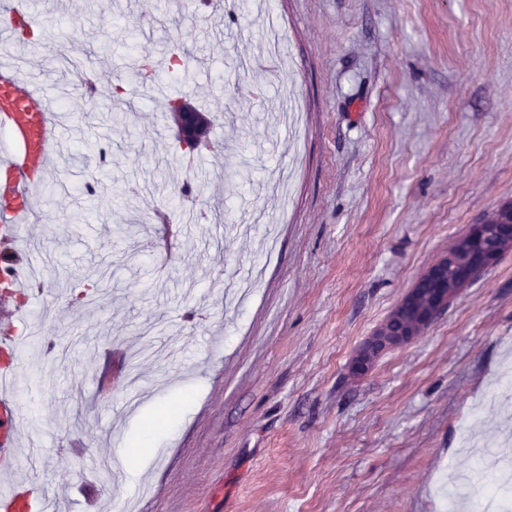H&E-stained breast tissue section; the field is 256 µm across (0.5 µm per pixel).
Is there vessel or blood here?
Returning a JSON list of instances; mask_svg holds the SVG:
<instances>
[{
	"mask_svg": "<svg viewBox=\"0 0 512 512\" xmlns=\"http://www.w3.org/2000/svg\"><path fill=\"white\" fill-rule=\"evenodd\" d=\"M56 95L35 90L22 75L0 65V131L10 149L0 157V240H23L32 215V190L48 174L49 158L58 142ZM31 259L0 263V283L19 295L16 303L0 304V319L25 325L24 334L0 336V512H49V502L36 482L22 477L25 459L20 429L27 415L23 388L26 347L37 339L29 328L40 292L26 271Z\"/></svg>",
	"mask_w": 512,
	"mask_h": 512,
	"instance_id": "1",
	"label": "vessel or blood"
}]
</instances>
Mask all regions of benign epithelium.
<instances>
[{"label":"benign epithelium","mask_w":512,"mask_h":512,"mask_svg":"<svg viewBox=\"0 0 512 512\" xmlns=\"http://www.w3.org/2000/svg\"><path fill=\"white\" fill-rule=\"evenodd\" d=\"M183 147L195 149L206 142L208 119L186 99L169 109ZM512 249V204L497 209L488 219L469 226L447 254L437 258L417 282H437L429 294L410 288L386 319L356 350L351 361L355 375L366 374L384 351L406 345L420 336L475 277L494 266Z\"/></svg>","instance_id":"1"}]
</instances>
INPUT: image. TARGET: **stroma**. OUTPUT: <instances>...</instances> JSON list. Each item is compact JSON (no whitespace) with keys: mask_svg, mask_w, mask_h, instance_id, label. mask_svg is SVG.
<instances>
[{"mask_svg":"<svg viewBox=\"0 0 512 512\" xmlns=\"http://www.w3.org/2000/svg\"><path fill=\"white\" fill-rule=\"evenodd\" d=\"M28 2L43 42L0 35V57L61 94L26 246L52 268L35 320L53 352L34 358L22 475L61 512H440L460 473L477 512L497 474L470 449L512 430V400L489 397L512 369V250L414 341L364 376L349 365L424 269L512 202V0H266L290 54L273 73L238 68L265 51L254 0L229 15ZM173 49L192 70L138 90L137 61ZM59 51L124 78L121 129ZM171 94L208 113L209 144L179 143ZM291 97L300 125L271 121ZM187 180L199 223H153ZM94 265L109 282L87 305Z\"/></svg>","mask_w":512,"mask_h":512,"instance_id":"1","label":"stroma"}]
</instances>
